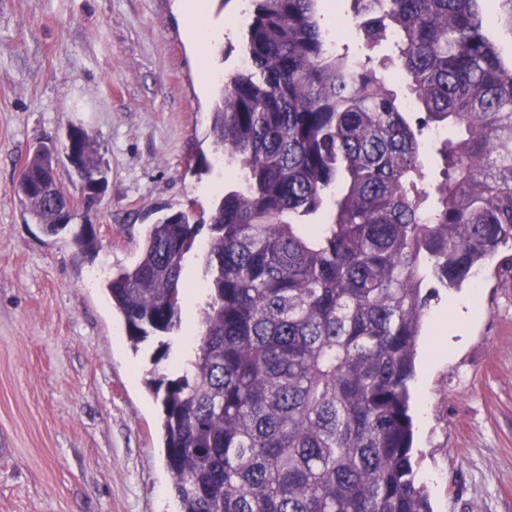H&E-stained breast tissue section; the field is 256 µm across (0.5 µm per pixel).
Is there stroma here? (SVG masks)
<instances>
[{
    "label": "stroma",
    "mask_w": 512,
    "mask_h": 512,
    "mask_svg": "<svg viewBox=\"0 0 512 512\" xmlns=\"http://www.w3.org/2000/svg\"><path fill=\"white\" fill-rule=\"evenodd\" d=\"M484 27L512 62V0H484ZM248 0H208L230 34L211 57L237 71ZM217 88L202 89L179 0H0V512H180L144 384L184 361L198 311L182 310L166 357L132 346L104 288L138 257L163 205L209 210L225 167L211 135ZM94 136L107 190L90 212L95 252L72 224L50 235L13 193L26 157L68 126ZM481 311L428 312L412 387L413 465L432 512H512V246L480 273ZM463 332L449 359L437 334Z\"/></svg>",
    "instance_id": "obj_1"
}]
</instances>
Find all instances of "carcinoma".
Masks as SVG:
<instances>
[{
	"instance_id": "carcinoma-1",
	"label": "carcinoma",
	"mask_w": 512,
	"mask_h": 512,
	"mask_svg": "<svg viewBox=\"0 0 512 512\" xmlns=\"http://www.w3.org/2000/svg\"><path fill=\"white\" fill-rule=\"evenodd\" d=\"M252 2L248 63L213 112L242 185L211 206L200 344L145 381L172 490L181 512H431L412 462L415 358L436 289L512 240V64L481 0H351L363 55L329 43L317 0ZM78 145L94 163L93 136ZM25 170V212L74 223L38 187L43 147ZM326 205L329 222L309 223ZM201 226L164 215L108 278L134 343L177 327Z\"/></svg>"
}]
</instances>
